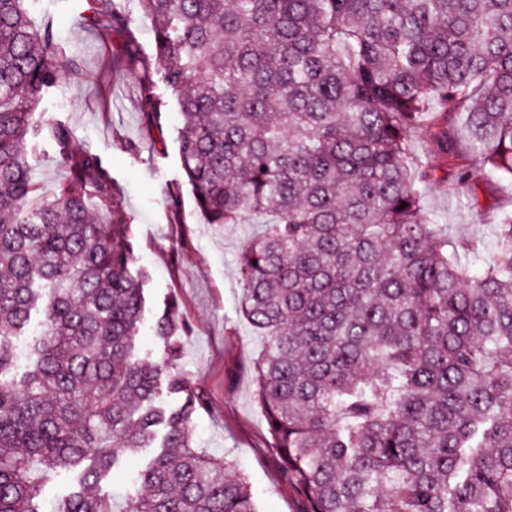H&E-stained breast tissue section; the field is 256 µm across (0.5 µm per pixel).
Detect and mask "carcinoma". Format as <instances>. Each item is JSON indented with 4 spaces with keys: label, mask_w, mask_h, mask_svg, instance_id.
Masks as SVG:
<instances>
[{
    "label": "carcinoma",
    "mask_w": 512,
    "mask_h": 512,
    "mask_svg": "<svg viewBox=\"0 0 512 512\" xmlns=\"http://www.w3.org/2000/svg\"><path fill=\"white\" fill-rule=\"evenodd\" d=\"M26 2L0 0V512H43L62 470L78 486L57 512H258L234 460L194 446L207 394L180 368L177 300L160 360L137 356L130 222L102 156L37 111L78 66ZM137 2L155 66L114 0L79 26L122 41L148 130L181 116L206 223L271 216L240 253L239 311L266 337L254 402L301 512H512V210L489 253L450 240L412 149L461 185L512 184V0ZM44 128L67 177L38 199ZM159 434L137 491L105 492Z\"/></svg>",
    "instance_id": "obj_1"
}]
</instances>
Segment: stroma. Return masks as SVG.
<instances>
[{"label": "stroma", "instance_id": "stroma-1", "mask_svg": "<svg viewBox=\"0 0 512 512\" xmlns=\"http://www.w3.org/2000/svg\"><path fill=\"white\" fill-rule=\"evenodd\" d=\"M86 7V0H28L32 24L52 23L79 65L78 73L66 75L58 88L44 95L39 110L47 119L65 122L78 146L98 151L123 192L137 266L148 273L138 355L159 358L161 344L152 324L164 300L175 297L190 326L181 369L209 394L206 408L193 422L196 446L237 461L259 512H299L296 499L280 481L267 423L253 398L249 368L265 338L238 312V257L259 227L204 222L184 183L174 126L147 132L122 61L113 59L111 48L94 31L77 24ZM29 147L35 182L41 192H52L66 177L52 142L40 139ZM175 185L181 188V206L173 217L165 200ZM465 193L453 172L442 167L426 188V204L453 238L488 239L498 213L512 208V185L484 181L477 204L470 208L458 203ZM175 242L180 245L176 251L171 248Z\"/></svg>", "mask_w": 512, "mask_h": 512}]
</instances>
